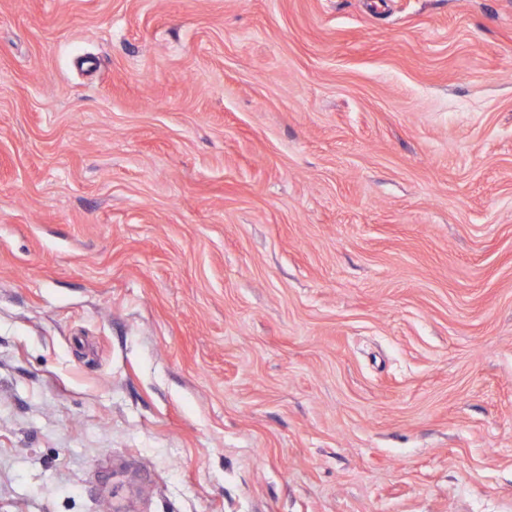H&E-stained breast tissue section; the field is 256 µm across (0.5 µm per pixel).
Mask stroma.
<instances>
[{"label":"stroma","mask_w":512,"mask_h":512,"mask_svg":"<svg viewBox=\"0 0 512 512\" xmlns=\"http://www.w3.org/2000/svg\"><path fill=\"white\" fill-rule=\"evenodd\" d=\"M0 512H512V0H0Z\"/></svg>","instance_id":"35a3bbf8"}]
</instances>
